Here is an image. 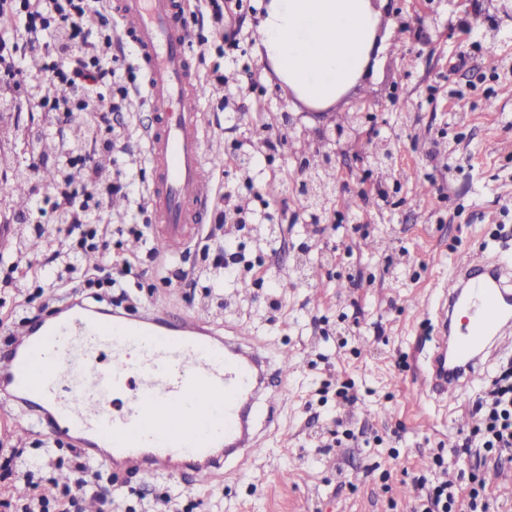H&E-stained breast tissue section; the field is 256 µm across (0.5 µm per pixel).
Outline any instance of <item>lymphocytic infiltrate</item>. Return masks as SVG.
Returning <instances> with one entry per match:
<instances>
[{
  "label": "lymphocytic infiltrate",
  "mask_w": 512,
  "mask_h": 512,
  "mask_svg": "<svg viewBox=\"0 0 512 512\" xmlns=\"http://www.w3.org/2000/svg\"><path fill=\"white\" fill-rule=\"evenodd\" d=\"M94 0H0V84L17 88V96L0 100V109L22 111L34 102L70 117L74 111L94 113L99 124L110 125L113 113L123 111L128 91L120 85L112 52V19L100 15L98 31L83 26ZM24 28L26 45H18L14 32ZM44 59L39 81H32L23 66L27 54ZM106 139L73 158L86 172L85 192L69 181L55 183L49 202L63 215L58 232L70 247L98 250L106 229L91 226V215H104L113 197L128 193L122 170L102 171L94 162L100 151H112ZM475 425L481 448L500 454L512 452V361L499 365L492 386L475 405ZM72 481L52 497L37 496L20 504L19 512H83L80 491L87 484L88 463L81 453L71 460Z\"/></svg>",
  "instance_id": "obj_1"
}]
</instances>
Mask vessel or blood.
I'll list each match as a JSON object with an SVG mask.
<instances>
[{"label": "vessel or blood", "mask_w": 512, "mask_h": 512, "mask_svg": "<svg viewBox=\"0 0 512 512\" xmlns=\"http://www.w3.org/2000/svg\"><path fill=\"white\" fill-rule=\"evenodd\" d=\"M185 9L186 0L115 3L146 70V102L155 114L145 135L156 170L149 201L167 228V251L185 225L207 216L211 173L220 162L203 148L202 89L188 61L195 33ZM437 333L424 386L451 400L490 343L512 337V264L483 249L461 253ZM287 381L283 367L255 352L248 336L211 337L204 319L176 324L163 306L145 320L119 313L102 320L75 307L23 326L11 354L0 358V392L26 411L50 404L52 434L80 435L87 455L104 447L114 462L174 474L188 465L220 467L233 453H259L249 406L263 400L267 421H275L288 399Z\"/></svg>", "instance_id": "b4317fda"}]
</instances>
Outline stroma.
<instances>
[{
  "label": "stroma",
  "mask_w": 512,
  "mask_h": 512,
  "mask_svg": "<svg viewBox=\"0 0 512 512\" xmlns=\"http://www.w3.org/2000/svg\"><path fill=\"white\" fill-rule=\"evenodd\" d=\"M268 0H243L232 18L233 41L194 45L190 62L206 94L200 109L209 144L222 164L214 169V206L243 203L251 222L234 236L243 260L234 276L201 278L196 290L162 280L166 254L134 264L127 276L130 318L148 316L151 300L168 301L173 320L196 315L221 338L246 328L267 355L287 351L297 366L288 373V402L276 435L255 413L264 452L227 459L223 474L177 477L113 467L105 454L93 471L111 475L112 512H156L169 498L171 512H415L414 483L435 480L436 458L459 473L456 512H471V488L484 486L480 512H512V495L495 492L497 476L512 472V457L475 465L462 446L473 426L472 409L512 350L486 354L480 377L449 403L414 397L437 343V312L457 251L487 248L512 258V11L503 0H384L382 12L421 19L420 28L385 32L375 65L332 113H310L293 101L255 52L256 28ZM480 16L477 36L460 30L462 17ZM466 63L453 69L458 54ZM129 90L126 110L112 124L129 143L122 155L103 154L106 168L122 169L129 196L112 207L108 256L128 252L133 223L150 239L159 228L151 208L138 203L154 178L142 134L154 122L144 72L134 49L120 63ZM224 83H216L215 74ZM55 113L21 115L19 130L0 136V235L11 245L0 258L29 265L26 277L0 284V351L16 319L31 305L65 308L88 268L46 266L57 239L58 216L45 212L34 232L30 214L47 189L45 171L65 166L66 145ZM286 144L268 150L273 130ZM41 131L46 148L29 150ZM391 147L395 164L372 160ZM333 159L335 183L310 223L300 191L301 167L315 152ZM40 175H32L29 163ZM24 182L27 203L13 189ZM248 283L249 294L239 292ZM13 401L0 402V449L12 474L0 483V512L17 498L46 490L67 474L70 441L34 427L19 436ZM39 474L38 486L27 483Z\"/></svg>",
  "instance_id": "35a3bbf8"
}]
</instances>
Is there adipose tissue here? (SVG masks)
I'll return each instance as SVG.
<instances>
[{
	"instance_id": "obj_1",
	"label": "adipose tissue",
	"mask_w": 512,
	"mask_h": 512,
	"mask_svg": "<svg viewBox=\"0 0 512 512\" xmlns=\"http://www.w3.org/2000/svg\"><path fill=\"white\" fill-rule=\"evenodd\" d=\"M385 22L371 0H268L255 45L283 88L324 109L363 78Z\"/></svg>"
}]
</instances>
